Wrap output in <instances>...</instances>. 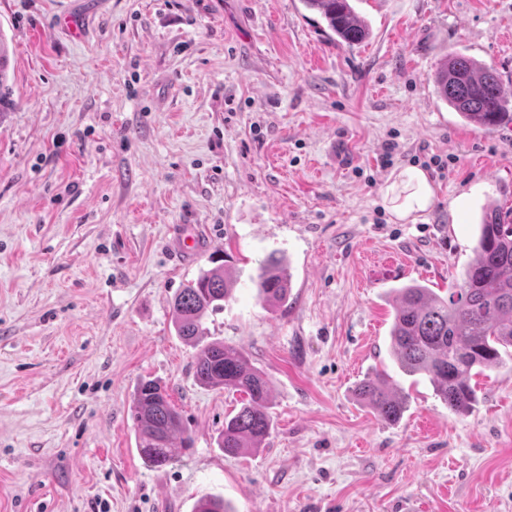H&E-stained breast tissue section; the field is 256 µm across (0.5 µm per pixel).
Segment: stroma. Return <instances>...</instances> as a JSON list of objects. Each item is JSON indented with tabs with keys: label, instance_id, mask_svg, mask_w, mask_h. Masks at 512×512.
Segmentation results:
<instances>
[{
	"label": "stroma",
	"instance_id": "stroma-1",
	"mask_svg": "<svg viewBox=\"0 0 512 512\" xmlns=\"http://www.w3.org/2000/svg\"><path fill=\"white\" fill-rule=\"evenodd\" d=\"M353 6L371 34L349 47L302 0H0V512H512V360L461 416L389 351L394 289L456 288L484 210L512 206V123H464L434 86L461 52L512 90V0ZM434 155L431 204L397 217ZM196 226L209 248L177 261ZM273 255L280 307L256 289ZM219 265L232 294L185 341L174 298ZM212 341L269 381L258 451L217 444L242 396L197 382ZM380 371L409 396L393 425L354 392ZM143 379L193 440L160 468L135 443ZM6 43L0 36V112H8L14 105L12 91L7 84L8 54ZM258 297L271 307L284 304L290 290V275L282 260L272 256L257 277Z\"/></svg>",
	"mask_w": 512,
	"mask_h": 512
}]
</instances>
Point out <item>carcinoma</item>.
Masks as SVG:
<instances>
[{"label": "carcinoma", "mask_w": 512, "mask_h": 512, "mask_svg": "<svg viewBox=\"0 0 512 512\" xmlns=\"http://www.w3.org/2000/svg\"><path fill=\"white\" fill-rule=\"evenodd\" d=\"M319 12L341 44L365 40L369 30L349 0H302ZM8 54L0 37V112L13 105L7 84ZM439 97L462 119L488 131L512 112V100L502 91L500 74L472 57L450 53L434 73ZM460 288L441 297L432 289L412 284L397 289L390 348L399 370L406 376L423 375L435 394L456 414L471 412L477 404L473 376L503 364L512 348V208L485 213L479 225L476 258L466 266ZM233 290L224 268L202 271L181 289L173 302L178 335L193 340L203 335V319L221 306ZM258 297L277 307L290 290V275L282 260L272 256L257 277ZM199 384L244 395L236 414L224 419L219 447L238 456L262 447L272 421L268 412L269 386L245 353L221 342L202 348L195 357ZM358 395L379 420L395 424L407 399L403 389L385 373L363 380ZM133 419L137 448L150 464L162 467L170 460L175 439L191 445L180 413L164 387L155 380L138 383L133 394ZM195 512H231L224 499L202 497Z\"/></svg>", "instance_id": "1"}]
</instances>
